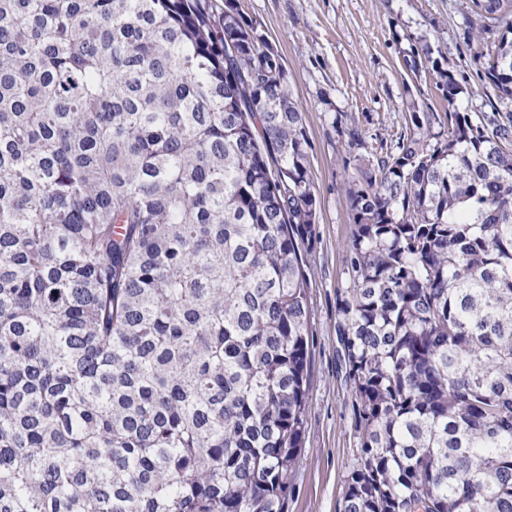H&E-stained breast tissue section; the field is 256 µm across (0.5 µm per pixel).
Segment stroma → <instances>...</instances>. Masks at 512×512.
<instances>
[{
	"label": "stroma",
	"mask_w": 512,
	"mask_h": 512,
	"mask_svg": "<svg viewBox=\"0 0 512 512\" xmlns=\"http://www.w3.org/2000/svg\"><path fill=\"white\" fill-rule=\"evenodd\" d=\"M283 57L288 85L309 134L317 200L310 249V405L286 512H340L357 439L351 388L337 361L336 291L349 274L353 225L347 177L374 163L411 110L485 111L495 91L476 65L471 0H239ZM418 60L409 68V60ZM461 92L448 101L441 73ZM358 126L365 147H350Z\"/></svg>",
	"instance_id": "35a3bbf8"
}]
</instances>
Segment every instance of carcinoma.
Segmentation results:
<instances>
[{"label":"carcinoma","instance_id":"cac0c4a2","mask_svg":"<svg viewBox=\"0 0 512 512\" xmlns=\"http://www.w3.org/2000/svg\"><path fill=\"white\" fill-rule=\"evenodd\" d=\"M229 1L0 0V512H286L316 196L282 57ZM494 3L490 111L410 112L349 179L341 512H512Z\"/></svg>","mask_w":512,"mask_h":512}]
</instances>
